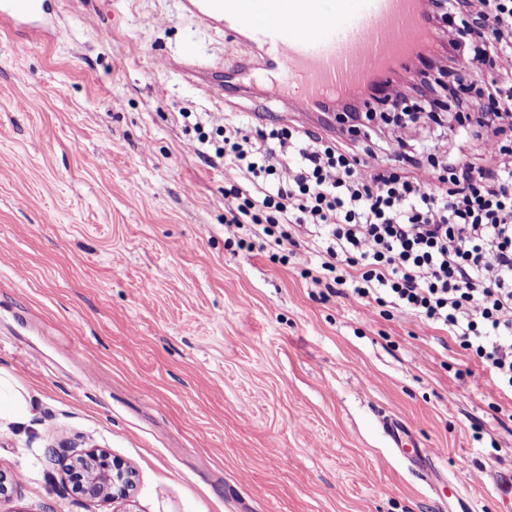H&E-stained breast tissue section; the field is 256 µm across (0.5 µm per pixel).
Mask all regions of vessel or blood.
<instances>
[{
    "label": "vessel or blood",
    "instance_id": "vessel-or-blood-1",
    "mask_svg": "<svg viewBox=\"0 0 512 512\" xmlns=\"http://www.w3.org/2000/svg\"><path fill=\"white\" fill-rule=\"evenodd\" d=\"M199 21L250 48L244 61L266 94L313 118L335 98L387 83L426 44L428 0H183ZM0 18L51 23L47 0H0ZM390 448L417 463L411 432L383 423Z\"/></svg>",
    "mask_w": 512,
    "mask_h": 512
}]
</instances>
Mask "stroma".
Returning <instances> with one entry per match:
<instances>
[{"instance_id":"stroma-1","label":"stroma","mask_w":512,"mask_h":512,"mask_svg":"<svg viewBox=\"0 0 512 512\" xmlns=\"http://www.w3.org/2000/svg\"><path fill=\"white\" fill-rule=\"evenodd\" d=\"M49 8L45 32L0 23V399L30 403L0 420V512H502L512 394L479 361L231 244L224 169L182 115L253 133L275 105L177 63L229 69L239 45L181 0ZM90 448L133 471L128 500L74 489ZM383 428L390 448L406 461L419 465V454L414 448L417 446V442L413 439L407 427L400 420L387 419L383 422ZM409 445L413 447L412 452L407 448Z\"/></svg>"}]
</instances>
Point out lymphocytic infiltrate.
<instances>
[{
	"label": "lymphocytic infiltrate",
	"mask_w": 512,
	"mask_h": 512,
	"mask_svg": "<svg viewBox=\"0 0 512 512\" xmlns=\"http://www.w3.org/2000/svg\"><path fill=\"white\" fill-rule=\"evenodd\" d=\"M452 9L474 24L455 80L496 72L456 131L481 162L422 154L404 120L379 154L295 125L253 136L204 112L190 147L233 174L230 222L248 238L308 242L314 284L448 332L512 392V0Z\"/></svg>",
	"instance_id": "1"
}]
</instances>
